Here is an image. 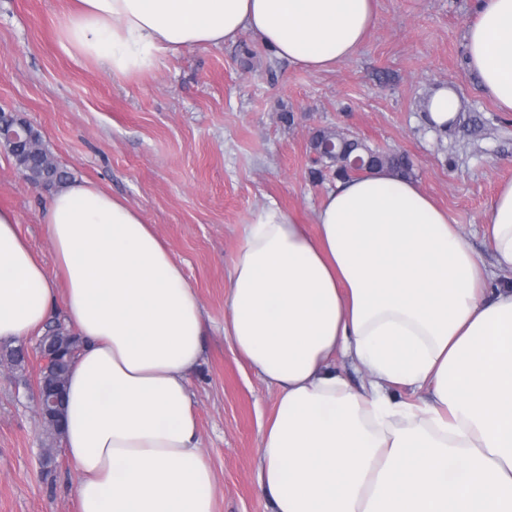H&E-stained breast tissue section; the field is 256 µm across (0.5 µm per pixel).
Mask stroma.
I'll list each match as a JSON object with an SVG mask.
<instances>
[{
    "mask_svg": "<svg viewBox=\"0 0 512 512\" xmlns=\"http://www.w3.org/2000/svg\"><path fill=\"white\" fill-rule=\"evenodd\" d=\"M479 0H376L358 53L313 72L277 57L251 32L221 46L165 53L149 73L112 77L67 53L58 28L70 0H0V113L31 121L76 178L127 199L184 271L207 316L190 379L215 512H270L258 490L260 437L275 396L224 335L239 225L277 204L312 224L332 168L312 177L311 139L338 129L408 158L411 177L446 208L469 246L492 263L486 210L512 179V112L499 111L465 63L463 36ZM456 87L458 120L430 126L423 105ZM49 189L32 186L0 146V208L53 266L42 224ZM23 367L0 363V512H78V474L45 428ZM54 449L44 464L45 449Z\"/></svg>",
    "mask_w": 512,
    "mask_h": 512,
    "instance_id": "stroma-1",
    "label": "stroma"
}]
</instances>
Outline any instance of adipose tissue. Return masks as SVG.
Listing matches in <instances>:
<instances>
[{"label":"adipose tissue","mask_w":512,"mask_h":512,"mask_svg":"<svg viewBox=\"0 0 512 512\" xmlns=\"http://www.w3.org/2000/svg\"><path fill=\"white\" fill-rule=\"evenodd\" d=\"M374 22V0H76L58 35L115 78L245 30L320 72ZM464 52L512 112V0H480ZM42 221L51 271L0 208V341L41 335L58 311L81 338L63 433L79 512H213L190 393L206 317L180 263L88 180L52 194ZM487 222L496 267L512 270V180ZM315 223L261 209L229 275L224 334L276 395L257 472L271 512H512V289L486 298L459 225L389 171L338 182Z\"/></svg>","instance_id":"1"}]
</instances>
